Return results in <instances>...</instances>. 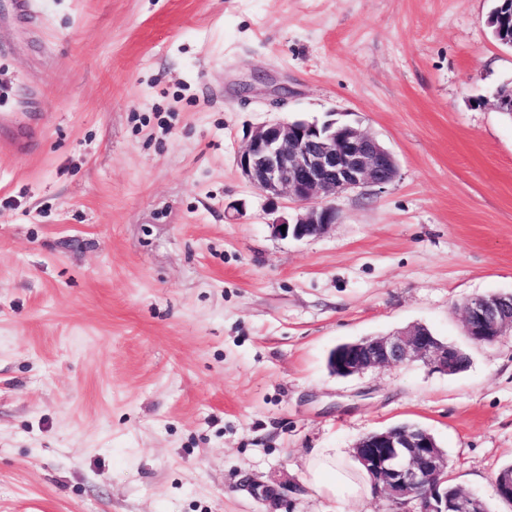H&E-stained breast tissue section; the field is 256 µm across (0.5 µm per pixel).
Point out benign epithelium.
<instances>
[{
	"label": "benign epithelium",
	"mask_w": 512,
	"mask_h": 512,
	"mask_svg": "<svg viewBox=\"0 0 512 512\" xmlns=\"http://www.w3.org/2000/svg\"><path fill=\"white\" fill-rule=\"evenodd\" d=\"M486 25L499 43L512 48V31L491 14ZM490 105L512 117V89L497 88ZM241 176L270 202L291 197L298 212L269 226L281 238L324 234L336 223L334 201L359 187L385 188L398 174L393 154L367 130L346 121H274L250 132L238 152ZM286 229H281V226ZM464 326L474 342L494 343L512 333V292L474 296L463 303ZM459 348L440 341L425 326L387 336H371L333 349L328 366L350 377L386 366L421 361L451 375L458 372ZM355 456L376 481L393 512H483L484 502L471 492L454 499L440 487L448 482V456L426 429L403 424L370 432L355 445ZM498 496L512 501V473L495 479ZM415 503V508L408 505Z\"/></svg>",
	"instance_id": "7a95c632"
}]
</instances>
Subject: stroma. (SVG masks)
I'll return each mask as SVG.
<instances>
[{"mask_svg": "<svg viewBox=\"0 0 512 512\" xmlns=\"http://www.w3.org/2000/svg\"><path fill=\"white\" fill-rule=\"evenodd\" d=\"M493 0H0V512H392L304 479L415 423L453 484L512 465V335L464 300L512 291V50ZM250 85L248 96L238 90ZM284 88L276 103L275 88ZM360 125L384 189L282 239L236 156L272 120ZM427 326L469 367L338 377V344ZM254 480L277 489V507ZM467 336L491 344L512 333V292L474 296L463 303Z\"/></svg>", "mask_w": 512, "mask_h": 512, "instance_id": "35a3bbf8", "label": "stroma"}]
</instances>
